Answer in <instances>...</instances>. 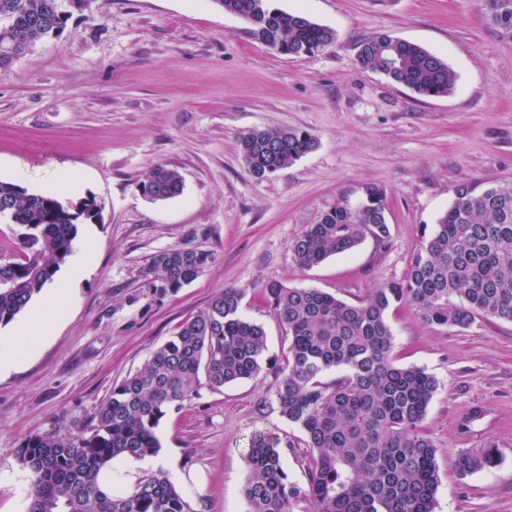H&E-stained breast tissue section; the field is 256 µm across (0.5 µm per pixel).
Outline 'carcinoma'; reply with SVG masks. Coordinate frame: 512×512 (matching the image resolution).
Returning <instances> with one entry per match:
<instances>
[{
	"mask_svg": "<svg viewBox=\"0 0 512 512\" xmlns=\"http://www.w3.org/2000/svg\"><path fill=\"white\" fill-rule=\"evenodd\" d=\"M214 3L245 19L254 38L283 55L310 57L335 40L331 28L276 9L271 0ZM487 6L492 23L512 31V0H487ZM65 23L61 0H0V71L11 67L14 53L30 51ZM357 61L422 97L447 95L456 86L445 60L405 40L392 46L388 34L366 39ZM314 145L302 129L258 128L240 139L247 170L257 179L287 169ZM182 189L179 173L163 164L142 185L152 201ZM100 210L93 197L74 205L52 190L30 194L0 181V217L19 229L16 252L0 258V326L53 281L78 225L97 221ZM368 238L381 248L391 241L384 193L373 186L354 206L338 199L290 250L299 267L310 269ZM213 260L214 252L199 246L160 251L142 271L143 288L160 301ZM246 293L225 288L183 321L140 369L112 386L89 430L59 428L24 438L17 460L29 477L26 512H196L162 470L142 473L130 490L115 494L98 477L119 456L157 454L162 419L202 387L219 391L258 377L269 364L264 328L242 314ZM261 293L288 335L268 406L304 433L309 454L302 487L284 465L295 447L291 438L255 434L247 452V512H434L441 477L423 421L438 384L424 369L397 362L388 313L407 304L435 330L466 327L478 315L512 322V184L457 185L405 277L365 299L351 303L278 281L264 284ZM332 370L339 376L328 381ZM497 462V449L478 448L461 452L456 467L466 476Z\"/></svg>",
	"mask_w": 512,
	"mask_h": 512,
	"instance_id": "carcinoma-1",
	"label": "carcinoma"
}]
</instances>
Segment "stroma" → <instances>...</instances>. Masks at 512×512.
<instances>
[{
  "mask_svg": "<svg viewBox=\"0 0 512 512\" xmlns=\"http://www.w3.org/2000/svg\"><path fill=\"white\" fill-rule=\"evenodd\" d=\"M333 29L335 41L295 59L255 39L213 0H83L58 37L0 73V180L30 193L59 169L82 175L101 220L79 225L73 256L90 270L72 284L53 336L0 375V512H25L29 477L17 461L28 434L89 426L113 383L139 369L179 324L227 287L248 293L243 312L267 334L268 358L288 339L259 290L278 281L355 302L401 280L454 186L512 183V32L493 25L485 0H272ZM388 33L444 59L451 94L421 97L362 68L360 44ZM255 128H301L315 148L277 176L251 177L239 140ZM159 164L182 193L145 199ZM386 197L392 240L302 269L289 245L340 197ZM198 245L214 262L178 293L145 295L141 270L158 251ZM394 355L438 381L423 426L441 475L435 512H512V322L476 317L435 330L412 308H391ZM276 374L198 398L159 428L195 512H246V453L255 433L289 436L285 464L306 484L302 433L263 409ZM485 405L493 425L464 419ZM491 446L497 465L460 477L459 453Z\"/></svg>",
  "mask_w": 512,
  "mask_h": 512,
  "instance_id": "stroma-1",
  "label": "stroma"
}]
</instances>
